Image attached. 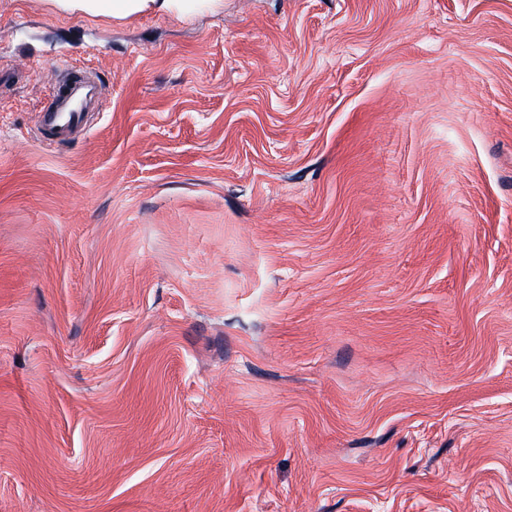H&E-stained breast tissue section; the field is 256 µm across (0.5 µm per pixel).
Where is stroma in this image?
<instances>
[{
    "mask_svg": "<svg viewBox=\"0 0 512 512\" xmlns=\"http://www.w3.org/2000/svg\"><path fill=\"white\" fill-rule=\"evenodd\" d=\"M0 512H512V0H0ZM55 9L63 13L80 12L90 16L127 18L144 14H181L215 0H53ZM52 92L39 110L37 134L48 146L65 144L86 130V117L101 94L97 79L84 69L57 66L51 69Z\"/></svg>",
    "mask_w": 512,
    "mask_h": 512,
    "instance_id": "obj_1",
    "label": "stroma"
}]
</instances>
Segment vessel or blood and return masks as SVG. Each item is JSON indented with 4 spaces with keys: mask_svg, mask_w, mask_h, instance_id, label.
Returning a JSON list of instances; mask_svg holds the SVG:
<instances>
[{
    "mask_svg": "<svg viewBox=\"0 0 512 512\" xmlns=\"http://www.w3.org/2000/svg\"><path fill=\"white\" fill-rule=\"evenodd\" d=\"M50 99L38 115L37 134L46 145L72 141L86 129V117L97 105L100 86L84 69L54 67L50 74Z\"/></svg>",
    "mask_w": 512,
    "mask_h": 512,
    "instance_id": "b4317fda",
    "label": "vessel or blood"
}]
</instances>
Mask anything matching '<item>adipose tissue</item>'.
I'll use <instances>...</instances> for the list:
<instances>
[{"label":"adipose tissue","mask_w":512,"mask_h":512,"mask_svg":"<svg viewBox=\"0 0 512 512\" xmlns=\"http://www.w3.org/2000/svg\"><path fill=\"white\" fill-rule=\"evenodd\" d=\"M214 3L215 0H53L55 9L63 13L80 12L90 16L115 18L144 14H181Z\"/></svg>","instance_id":"1"}]
</instances>
